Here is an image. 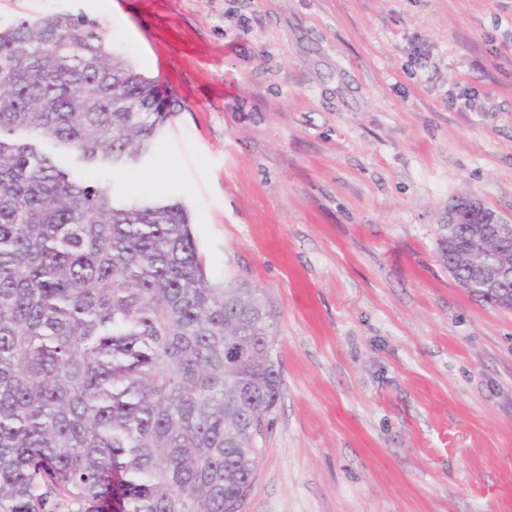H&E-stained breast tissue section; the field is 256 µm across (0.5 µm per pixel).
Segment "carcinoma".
Masks as SVG:
<instances>
[{
    "instance_id": "1",
    "label": "carcinoma",
    "mask_w": 512,
    "mask_h": 512,
    "mask_svg": "<svg viewBox=\"0 0 512 512\" xmlns=\"http://www.w3.org/2000/svg\"><path fill=\"white\" fill-rule=\"evenodd\" d=\"M177 100L68 13L0 26V512H240L281 396L267 291L206 271L179 202L127 199ZM436 229L440 262L471 242ZM39 494L45 496L48 501L47 510L49 512H86L87 505L59 495V493L50 489L47 485H42Z\"/></svg>"
}]
</instances>
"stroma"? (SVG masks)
I'll list each match as a JSON object with an SVG mask.
<instances>
[{
    "label": "stroma",
    "mask_w": 512,
    "mask_h": 512,
    "mask_svg": "<svg viewBox=\"0 0 512 512\" xmlns=\"http://www.w3.org/2000/svg\"><path fill=\"white\" fill-rule=\"evenodd\" d=\"M98 25L181 105L119 195L266 289L283 379L240 512H512V311L437 255L512 215V0H0ZM466 212L468 214L477 215V220L473 224L466 216L459 218V224H455V219L459 213ZM492 213L491 219L488 214ZM448 222V223H447ZM448 224L451 227L448 231ZM477 224H497L494 233L499 237L512 236V216H496L492 212V208L479 198L472 196L457 197L450 205H448V218L442 216L440 223L436 229V245L440 262L448 268V272L455 280L457 286L466 291V280L469 272L452 268L450 265L455 253L462 247L470 245L472 229ZM502 247L508 252H512V237L498 244L487 246V252L492 253L495 247ZM458 264L461 267L472 269L475 273L474 278L469 282L468 289L472 294L492 298L498 305L504 309L512 310V291L511 283L509 288H500L503 280L512 274V255L498 256L492 260L485 258L481 263L476 262L472 247L462 252L458 257ZM468 291V292H469ZM469 292V293H470Z\"/></svg>",
    "instance_id": "stroma-1"
}]
</instances>
